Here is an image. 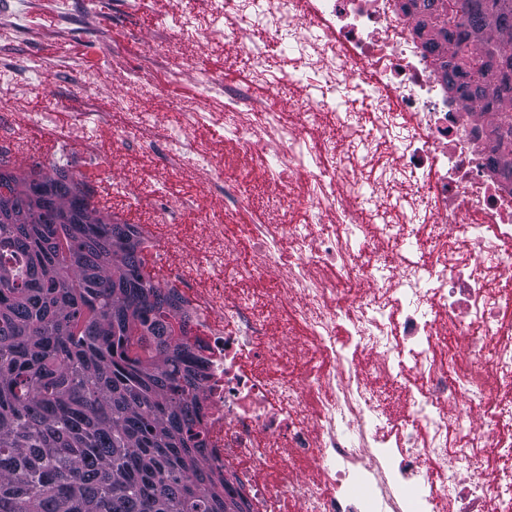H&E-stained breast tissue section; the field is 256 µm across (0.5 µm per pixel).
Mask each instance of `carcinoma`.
I'll return each mask as SVG.
<instances>
[{"label":"carcinoma","mask_w":512,"mask_h":512,"mask_svg":"<svg viewBox=\"0 0 512 512\" xmlns=\"http://www.w3.org/2000/svg\"><path fill=\"white\" fill-rule=\"evenodd\" d=\"M413 5L448 90L495 114L512 177V0ZM177 310L136 225L65 168L0 175V512H246L208 463L205 360Z\"/></svg>","instance_id":"cac0c4a2"}]
</instances>
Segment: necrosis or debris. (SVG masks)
<instances>
[{"mask_svg": "<svg viewBox=\"0 0 512 512\" xmlns=\"http://www.w3.org/2000/svg\"><path fill=\"white\" fill-rule=\"evenodd\" d=\"M176 41H210L216 22L225 40L265 24L288 51L320 76L321 97L295 89L291 110L251 98L247 88L209 79L206 94L223 96L220 111L190 104L175 123H149L127 102L123 123L108 112L72 115L65 144L102 158V136L173 147L169 164L212 169L224 210L206 214L192 237L173 228L166 238L138 233L158 260L176 257L181 309L190 317V348L206 360L204 422L209 462L236 464V489L250 512H512V481L498 471L512 461V181L489 166L491 118L450 96L435 61L413 33L416 15L396 0H207L205 14L180 0ZM372 105L380 135L399 123V146L365 148L339 163L327 146L331 129L356 127L360 115L339 113L336 91ZM45 112L0 113V161L27 149L24 131ZM229 125L239 150L256 155L259 172L275 177L283 199L274 224H214L243 212L240 185L224 181L212 145L196 135L206 124ZM317 146L305 152L306 136ZM277 145L275 157L260 144ZM369 171L379 186L401 182L402 206L376 223L360 211ZM312 208L330 227L299 223ZM245 240L258 262L238 267L225 287L226 257ZM280 286L262 288L268 271ZM298 327L303 354L322 369L288 372V351L273 317ZM394 385L399 414L415 421L390 437L378 425L380 395L371 377ZM445 483L423 481L424 467Z\"/></svg>", "mask_w": 512, "mask_h": 512, "instance_id": "1", "label": "necrosis or debris"}]
</instances>
